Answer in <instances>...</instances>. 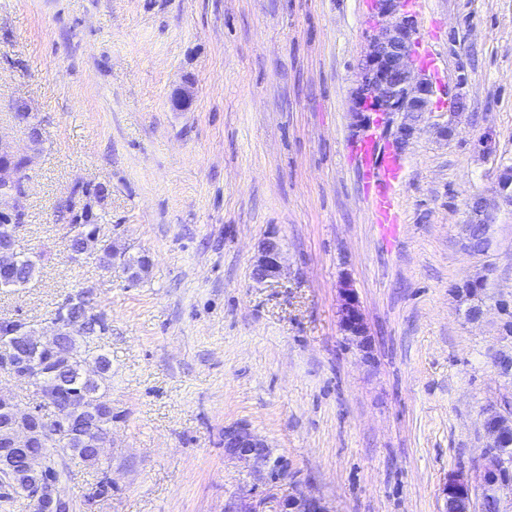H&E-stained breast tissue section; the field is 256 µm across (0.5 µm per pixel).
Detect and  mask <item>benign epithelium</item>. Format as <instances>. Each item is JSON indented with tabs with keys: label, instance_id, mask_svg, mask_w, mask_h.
Listing matches in <instances>:
<instances>
[{
	"label": "benign epithelium",
	"instance_id": "1",
	"mask_svg": "<svg viewBox=\"0 0 512 512\" xmlns=\"http://www.w3.org/2000/svg\"><path fill=\"white\" fill-rule=\"evenodd\" d=\"M375 33L370 37L361 60L356 87L353 91V125L367 128L372 115L396 125L394 142L404 148L413 137L416 126L436 108L437 86L415 52L418 26L415 16L406 9L404 0H374ZM467 76L458 77L455 93L448 95V122L438 127L443 137L454 132L453 118L467 108L464 88ZM21 118L18 123L28 127L38 137V127L26 102H17ZM33 156L21 152L0 140V205L12 203L11 209H0V280L5 282L20 261L17 253V232L25 213L20 205L24 196L26 172ZM462 246L472 255H483L491 242L475 234L472 225L462 228ZM282 252L279 243L268 237L258 248L252 265V279L265 282L280 277ZM340 329L345 339L356 345L366 359H373L374 343L358 297L348 282L340 286ZM105 318L92 305L89 294L79 291L62 305L50 320L51 333L32 335L14 319L0 321V329L8 331L11 342L0 349V371L33 388L39 406L26 409L15 401L3 407L0 418L11 426L5 448L0 450V493L12 489V477L23 470L35 477L24 492L29 512H72V504L56 478L48 473L47 448L63 444L74 435L94 429L93 422L99 403L87 401L82 415L73 416L69 399L60 392L58 383L47 379L41 365L28 358L31 349H46L61 353L66 339L83 336L89 326ZM54 409L55 419L49 420L41 409ZM488 439L484 464L479 467L480 486L461 473L448 475L441 494L445 512H484V502H493L494 512H500L502 496L512 490L504 481L503 472L512 463V419L498 412L484 418ZM225 457L246 464L257 472L267 471L268 482L275 484L287 474V465L270 463L267 443L245 425L224 428ZM224 512H333L322 498L315 495H292L276 500L270 495H258L251 489L224 504Z\"/></svg>",
	"mask_w": 512,
	"mask_h": 512
}]
</instances>
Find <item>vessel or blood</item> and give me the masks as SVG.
Here are the masks:
<instances>
[{
	"label": "vessel or blood",
	"mask_w": 512,
	"mask_h": 512,
	"mask_svg": "<svg viewBox=\"0 0 512 512\" xmlns=\"http://www.w3.org/2000/svg\"><path fill=\"white\" fill-rule=\"evenodd\" d=\"M373 137H366L359 151L367 165V174L375 183L370 209L377 223L394 226L397 207L396 190L402 180V163L391 155H377Z\"/></svg>",
	"instance_id": "vessel-or-blood-1"
}]
</instances>
